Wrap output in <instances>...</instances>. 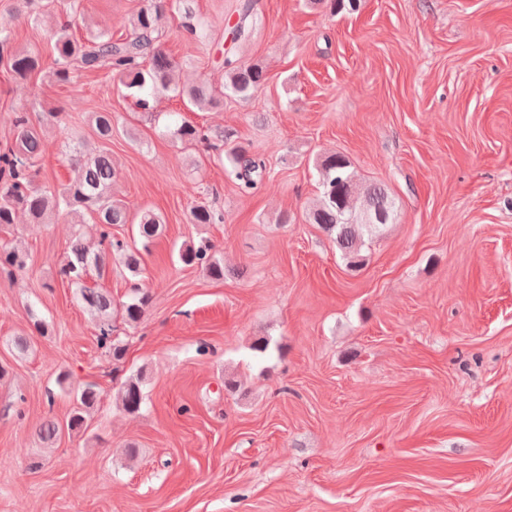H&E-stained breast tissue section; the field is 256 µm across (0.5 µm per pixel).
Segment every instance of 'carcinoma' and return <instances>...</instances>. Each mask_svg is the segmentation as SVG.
<instances>
[{
    "label": "carcinoma",
    "mask_w": 512,
    "mask_h": 512,
    "mask_svg": "<svg viewBox=\"0 0 512 512\" xmlns=\"http://www.w3.org/2000/svg\"><path fill=\"white\" fill-rule=\"evenodd\" d=\"M24 15L35 22L49 12V0H22ZM183 14L182 34L191 42L205 37L204 21L196 18L188 0H147L128 20L125 38L112 40V33L89 31L82 38L70 33L76 18L83 14L81 0H70L65 19L53 31L55 40V67L52 75L56 82L77 86L82 76L103 74L116 77L125 90V97L135 100L136 106L148 112L159 96L172 89L174 76L180 64L166 52L161 41L160 22L168 13ZM238 22L233 41L246 42L257 23L252 0H239ZM11 35L0 31V60L6 59L9 71L18 79H25L38 69L37 53L31 50H8ZM266 80L263 67L258 63L245 64L233 51L224 57V88L217 90L206 81L175 88L189 109L199 111L219 108L224 97L248 99ZM97 144L82 141L65 144L64 156L76 176L60 189H48L36 184V163L45 152L42 130L30 124L26 113L15 114L13 139L0 147V226L17 223L24 215L30 224H47L51 217L65 214L71 222L84 223L85 216L93 218L99 226L96 247L88 245L82 234L72 235L60 274L76 290L77 302L86 309L98 330V340L112 359L124 358L126 348L112 339V294L102 287H89L86 280L94 272L103 277L117 262L131 277L143 274L142 250L149 247L165 230L163 218L153 210L144 208L130 215L126 205L114 198L112 186L118 171L108 152L112 142V113L95 112L92 115ZM172 137L182 145H202L206 150L221 151L228 161V175L242 194H253L270 183L265 162L250 147L235 142L221 131H213L182 120L171 131ZM320 197L307 213V221L318 225L334 242L347 267L357 269L364 265L366 242L379 235L384 227L396 219V202L382 183H362L351 169L350 161L339 153L325 154L316 159ZM191 224H222L224 214L206 204L194 206L189 214ZM116 224H132L139 243H130L112 233ZM208 244L195 247L186 245L178 252V260L185 266L200 268L207 277L224 278V260ZM27 256L23 250L9 243L0 244V273L11 276L24 270ZM151 303L147 291L122 304L120 314L129 325L140 323ZM123 409L136 414L144 403L140 378H130L120 391ZM96 387L87 384L76 392V404L66 420L67 430L80 431L87 427L92 410L98 403ZM61 424L53 418L45 419L39 435L46 443L55 442L62 433Z\"/></svg>",
    "instance_id": "obj_1"
}]
</instances>
